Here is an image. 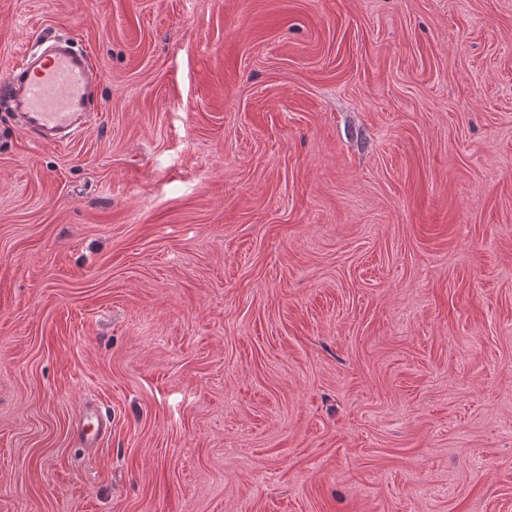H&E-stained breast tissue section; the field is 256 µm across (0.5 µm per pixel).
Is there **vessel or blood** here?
<instances>
[{"instance_id": "b4317fda", "label": "vessel or blood", "mask_w": 512, "mask_h": 512, "mask_svg": "<svg viewBox=\"0 0 512 512\" xmlns=\"http://www.w3.org/2000/svg\"><path fill=\"white\" fill-rule=\"evenodd\" d=\"M18 68L20 80L0 85V93L23 113L30 131L50 144L67 143L83 128L92 110L94 78L88 55L59 44L39 57L24 55ZM108 427L101 408L88 406L80 423L83 447H98Z\"/></svg>"}]
</instances>
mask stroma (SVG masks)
<instances>
[{
	"mask_svg": "<svg viewBox=\"0 0 512 512\" xmlns=\"http://www.w3.org/2000/svg\"><path fill=\"white\" fill-rule=\"evenodd\" d=\"M50 33L97 108L0 112V512H512V0H0V80ZM109 428L108 418L97 405L88 406L80 423L82 446L84 448H97L102 433Z\"/></svg>",
	"mask_w": 512,
	"mask_h": 512,
	"instance_id": "1",
	"label": "stroma"
}]
</instances>
